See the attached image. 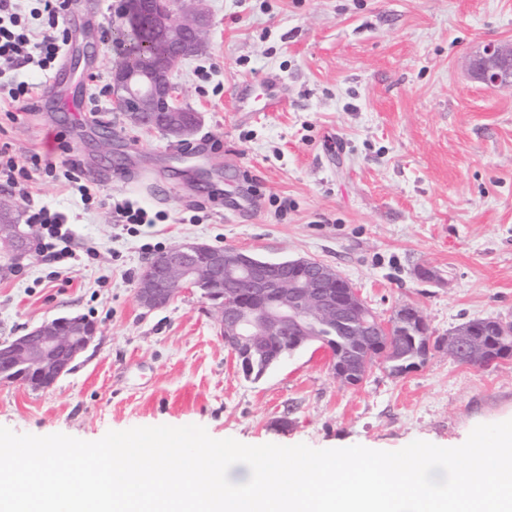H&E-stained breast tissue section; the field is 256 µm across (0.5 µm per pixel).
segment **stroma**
I'll use <instances>...</instances> for the list:
<instances>
[{
    "mask_svg": "<svg viewBox=\"0 0 512 512\" xmlns=\"http://www.w3.org/2000/svg\"><path fill=\"white\" fill-rule=\"evenodd\" d=\"M90 2L88 23L110 34L81 46L96 61L86 124L35 106L15 121L0 111V146L95 172L100 192L87 203L40 170L27 183L96 255L70 268L34 249L0 251V341L63 316L98 333L50 388L0 381V426L96 441L193 424L248 445L396 451L461 444L477 425L512 419V359L478 368L434 351L404 376L378 368L347 386L330 350L311 344L252 380L210 301L187 290L148 312L135 299L144 244L200 242L319 260L382 319L414 304L434 336L512 321V88L468 73L484 44L512 43V0H209L207 46L173 75L181 104L202 115L179 144L113 111L121 0ZM201 143L207 186L184 155ZM127 200L164 222L149 236L115 226L112 207Z\"/></svg>",
    "mask_w": 512,
    "mask_h": 512,
    "instance_id": "1",
    "label": "stroma"
}]
</instances>
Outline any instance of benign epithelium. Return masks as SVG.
<instances>
[{
	"label": "benign epithelium",
	"instance_id": "7a95c632",
	"mask_svg": "<svg viewBox=\"0 0 512 512\" xmlns=\"http://www.w3.org/2000/svg\"><path fill=\"white\" fill-rule=\"evenodd\" d=\"M129 29L159 40L162 53L147 69L118 63L112 73V108L135 127L158 128L187 139L195 135L199 114L179 103L171 76L206 44L210 16L204 0H126ZM473 76L492 89L512 87V46L484 45L470 59ZM10 208L0 210V235H19ZM184 288L213 301L224 344L236 365L253 360L279 362L282 336L301 341L318 322L343 337L356 351L393 335L400 321L419 334L427 324L412 304L401 305L378 327L368 322L370 308L351 284L329 265L309 258L278 261L233 248L182 243L162 251L142 268L136 299L147 311L162 309ZM97 327L82 316H64L0 342V374L37 388L53 385L95 341ZM336 379L364 382L339 353L332 358Z\"/></svg>",
	"mask_w": 512,
	"mask_h": 512
}]
</instances>
